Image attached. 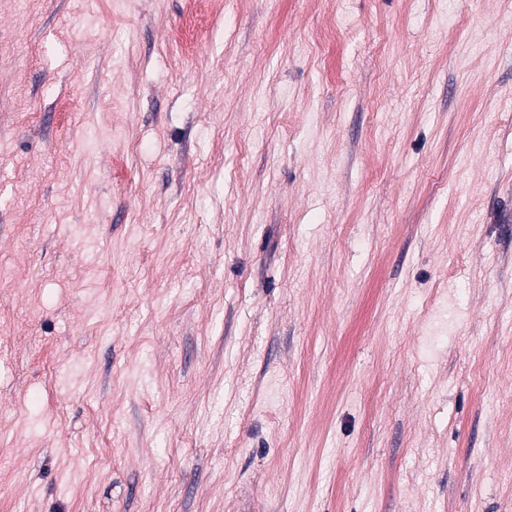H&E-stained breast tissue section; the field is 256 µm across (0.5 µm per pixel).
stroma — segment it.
<instances>
[{
  "label": "stroma",
  "instance_id": "1",
  "mask_svg": "<svg viewBox=\"0 0 512 512\" xmlns=\"http://www.w3.org/2000/svg\"><path fill=\"white\" fill-rule=\"evenodd\" d=\"M0 512H512V0H0Z\"/></svg>",
  "mask_w": 512,
  "mask_h": 512
}]
</instances>
